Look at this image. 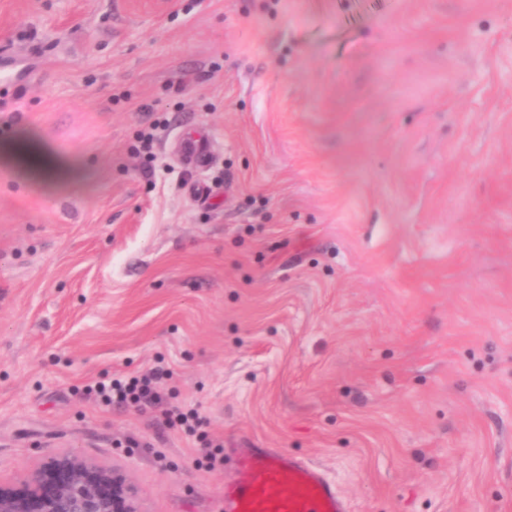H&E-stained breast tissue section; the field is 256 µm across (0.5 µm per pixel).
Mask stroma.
I'll list each match as a JSON object with an SVG mask.
<instances>
[{
  "label": "stroma",
  "mask_w": 512,
  "mask_h": 512,
  "mask_svg": "<svg viewBox=\"0 0 512 512\" xmlns=\"http://www.w3.org/2000/svg\"><path fill=\"white\" fill-rule=\"evenodd\" d=\"M0 76V145L70 163L0 154V482L221 512L249 443L349 512H512V0H0ZM0 150L2 153H14L15 158L21 162H26L31 157H36L38 160L37 169L43 176H54L68 169L66 160L55 157L38 145L29 146L27 151L22 154L14 152L11 145H2ZM171 374L164 369H154L140 378L128 381L121 379H102L91 387L99 400L106 406L126 403L144 404L154 406L159 404L163 397L157 390V384L163 379H169ZM124 474L76 454L53 455L21 485L0 483V512H140Z\"/></svg>",
  "instance_id": "obj_1"
}]
</instances>
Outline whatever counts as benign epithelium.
Here are the masks:
<instances>
[{
  "label": "benign epithelium",
  "mask_w": 512,
  "mask_h": 512,
  "mask_svg": "<svg viewBox=\"0 0 512 512\" xmlns=\"http://www.w3.org/2000/svg\"><path fill=\"white\" fill-rule=\"evenodd\" d=\"M124 474L76 454L53 455L28 479L0 483V512H140Z\"/></svg>",
  "instance_id": "7a95c632"
}]
</instances>
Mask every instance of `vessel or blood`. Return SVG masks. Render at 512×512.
<instances>
[{
  "label": "vessel or blood",
  "instance_id": "obj_1",
  "mask_svg": "<svg viewBox=\"0 0 512 512\" xmlns=\"http://www.w3.org/2000/svg\"><path fill=\"white\" fill-rule=\"evenodd\" d=\"M224 485L223 512H348L320 468L268 448H239Z\"/></svg>",
  "mask_w": 512,
  "mask_h": 512
}]
</instances>
